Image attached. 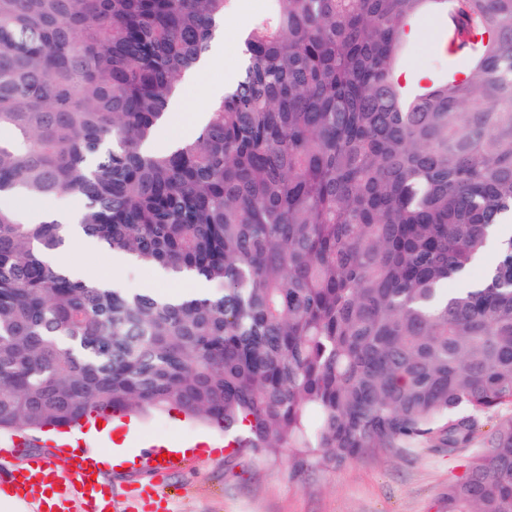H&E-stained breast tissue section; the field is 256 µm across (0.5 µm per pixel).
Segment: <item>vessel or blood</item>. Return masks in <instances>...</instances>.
<instances>
[{
	"label": "vessel or blood",
	"mask_w": 512,
	"mask_h": 512,
	"mask_svg": "<svg viewBox=\"0 0 512 512\" xmlns=\"http://www.w3.org/2000/svg\"><path fill=\"white\" fill-rule=\"evenodd\" d=\"M26 445V438L15 437L0 446V491L25 500L39 489L36 512H74L78 506L83 512H122L120 497L100 478L91 454L63 440L59 455L64 466L59 469L41 457L20 458Z\"/></svg>",
	"instance_id": "b4317fda"
}]
</instances>
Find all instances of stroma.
Returning <instances> with one entry per match:
<instances>
[{
	"label": "stroma",
	"mask_w": 512,
	"mask_h": 512,
	"mask_svg": "<svg viewBox=\"0 0 512 512\" xmlns=\"http://www.w3.org/2000/svg\"><path fill=\"white\" fill-rule=\"evenodd\" d=\"M266 0H236L224 20V66L204 81L183 80L179 94L187 112L207 107L205 83L223 81L238 72L243 31L262 15ZM439 26L425 19L409 40L410 71L434 75L443 54L434 49ZM74 260L85 277L108 280L136 292L173 291V284L158 281L154 269L140 265L112 268L108 252L75 250ZM138 437L193 439L205 448L188 454L174 470L162 473L156 486L167 499L168 512H437V504L450 484L460 479L474 448L448 456L438 448H381L337 469L291 468L290 452L261 457L246 448L224 447V431L189 418L175 419L151 413L138 420Z\"/></svg>",
	"instance_id": "35a3bbf8"
}]
</instances>
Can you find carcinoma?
I'll return each mask as SVG.
<instances>
[{
	"mask_svg": "<svg viewBox=\"0 0 512 512\" xmlns=\"http://www.w3.org/2000/svg\"><path fill=\"white\" fill-rule=\"evenodd\" d=\"M235 0H0V435L177 411L296 471L481 451L441 512H512V0H269L191 141L142 151ZM437 18L448 64L404 83ZM87 236L207 288L72 280ZM496 238V261L462 288ZM77 215L78 213L73 209H64L58 211V220L64 222L65 225H67V228L69 229V236L66 246L55 254L53 260L54 262L67 267L72 272V274L78 277L81 274L78 268L68 263V255L76 247H84L86 249L95 250V246L94 242L83 238L82 235L77 231V226H74L77 224L74 222V219L77 217Z\"/></svg>",
	"mask_w": 512,
	"mask_h": 512,
	"instance_id": "1",
	"label": "carcinoma"
}]
</instances>
